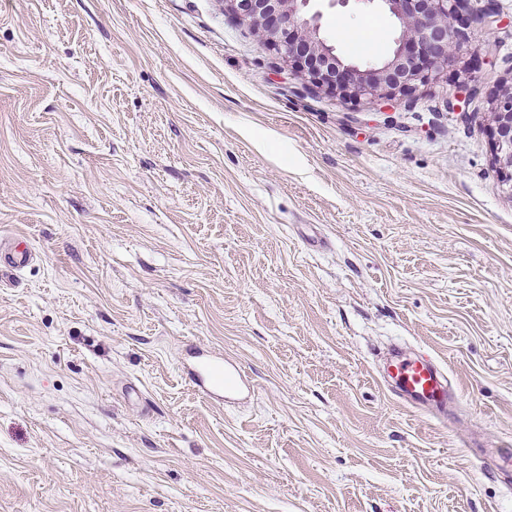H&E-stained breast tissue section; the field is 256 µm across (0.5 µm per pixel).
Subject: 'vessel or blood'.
Listing matches in <instances>:
<instances>
[{
    "instance_id": "b4317fda",
    "label": "vessel or blood",
    "mask_w": 512,
    "mask_h": 512,
    "mask_svg": "<svg viewBox=\"0 0 512 512\" xmlns=\"http://www.w3.org/2000/svg\"><path fill=\"white\" fill-rule=\"evenodd\" d=\"M30 257L31 251L24 241L10 240L7 249L0 252V269L8 272L22 269ZM196 357L197 362L188 370L187 378L204 395L220 391L231 399L243 393L246 382L240 367L201 350ZM383 359L382 375L403 406L447 420L448 409L456 403L458 394L449 385L442 364L429 353L410 354L396 346L390 347Z\"/></svg>"
}]
</instances>
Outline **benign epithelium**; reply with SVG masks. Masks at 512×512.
Segmentation results:
<instances>
[{
	"instance_id": "7a95c632",
	"label": "benign epithelium",
	"mask_w": 512,
	"mask_h": 512,
	"mask_svg": "<svg viewBox=\"0 0 512 512\" xmlns=\"http://www.w3.org/2000/svg\"><path fill=\"white\" fill-rule=\"evenodd\" d=\"M311 0H224V13L248 27L282 64L317 92L373 104L413 95L457 60L471 23L464 0H378L398 30L390 54L373 64L336 54L321 32ZM491 165L512 197V78L488 98Z\"/></svg>"
}]
</instances>
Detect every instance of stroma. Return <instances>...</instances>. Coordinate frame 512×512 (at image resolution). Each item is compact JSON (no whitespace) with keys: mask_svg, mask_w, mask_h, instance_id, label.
<instances>
[{"mask_svg":"<svg viewBox=\"0 0 512 512\" xmlns=\"http://www.w3.org/2000/svg\"><path fill=\"white\" fill-rule=\"evenodd\" d=\"M485 3L447 72L367 105L310 90L224 0H0V236L35 255L0 281V512H512L467 446L512 450L485 116L512 0L490 28ZM311 7L340 56L389 53L371 0ZM393 344L446 368L454 418L390 393ZM198 348L252 395H199Z\"/></svg>","mask_w":512,"mask_h":512,"instance_id":"1","label":"stroma"}]
</instances>
